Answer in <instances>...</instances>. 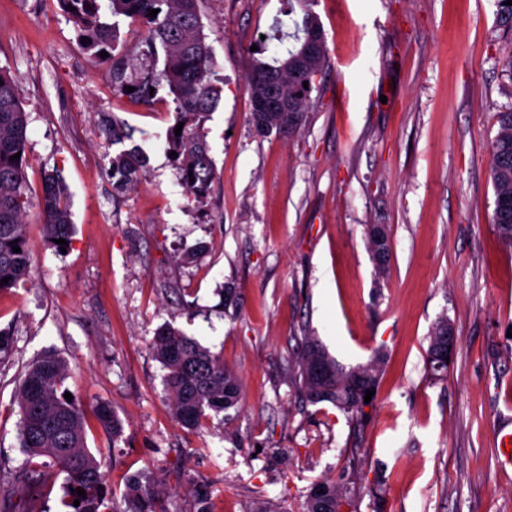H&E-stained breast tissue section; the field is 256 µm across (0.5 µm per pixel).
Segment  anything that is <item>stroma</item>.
Returning <instances> with one entry per match:
<instances>
[{
  "label": "stroma",
  "instance_id": "obj_1",
  "mask_svg": "<svg viewBox=\"0 0 512 512\" xmlns=\"http://www.w3.org/2000/svg\"><path fill=\"white\" fill-rule=\"evenodd\" d=\"M326 68L302 124L264 134L249 122L255 59L287 49L298 0H203L201 21L223 88L205 123L214 178L188 195L170 158L172 97L134 101L112 62L81 43L58 0H0V68L28 115L26 194L46 173L67 188L74 234L43 239L30 208V283L0 291V496L26 466L15 388L48 351L85 411L108 405L119 439L96 420L88 448L110 497L127 508L130 477L163 480V512H303L312 485L343 479L357 512H512V467L496 431L512 416V245L492 222L497 115L512 106V31L496 0H314ZM113 60L135 81L162 69L140 28L121 27ZM113 121L133 136L115 141ZM146 156L119 190L110 161ZM389 228L377 277L367 227ZM458 343L432 375L429 333L440 316ZM178 328L241 381L238 408L193 431L172 411L151 345ZM314 337L344 367L382 355L373 405L356 421L306 402L296 358ZM34 512H65L66 474L29 479Z\"/></svg>",
  "mask_w": 512,
  "mask_h": 512
}]
</instances>
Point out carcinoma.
Returning a JSON list of instances; mask_svg holds the SVG:
<instances>
[{"label":"carcinoma","mask_w":512,"mask_h":512,"mask_svg":"<svg viewBox=\"0 0 512 512\" xmlns=\"http://www.w3.org/2000/svg\"><path fill=\"white\" fill-rule=\"evenodd\" d=\"M75 7L71 12L80 36L87 39L84 48L93 56L111 52L120 22L130 21L144 28L146 40L161 45L164 51L163 69L158 77H145L133 84L124 69L112 66V84L119 90L133 86L128 96L136 101L150 98L165 86L173 95L177 107V122L183 124L181 135L169 132L170 150L177 153L176 161L187 192L194 198L205 197L214 177V163L204 134V123L222 98V88L213 78L212 56L201 32V0H60ZM156 9V16L150 10ZM292 38L296 45L273 59L272 63L255 61L254 73L248 78L251 98L265 97L267 86L261 74L273 71L279 79L282 98L288 111L294 114L290 127L301 125L309 104L315 78L325 66L324 44L316 52L309 45L321 37L317 15L305 9L301 21L294 22ZM308 86H303V82ZM253 120L269 130L281 129L278 111L254 112ZM499 128L492 142L491 178L495 191L493 223L500 236L512 243V107L498 114ZM27 114L22 108L14 80L0 70V291L15 288L31 277L32 255L27 239V211L30 207L25 193ZM20 154L12 160L10 156ZM146 165L138 149L131 148L112 157V176L120 188L138 182ZM44 240H70L73 234L67 192L60 176L47 173L43 179L38 202ZM20 247V252L13 247ZM448 330V318L443 316L429 335L428 364L433 375L448 371V360L431 356ZM152 352L167 370L166 383L174 402V415L181 426L190 430L199 426L207 412L220 413L238 405L241 387L236 376L224 367V361L195 339L167 324L158 329ZM301 387L312 404L330 403L353 416L363 414L366 390L378 387L382 359L376 357L366 365L349 370L340 367L314 339L305 341L298 355ZM67 377V364L57 354L45 353L29 364L16 389L19 407L20 445L28 455L31 469L46 465L48 458L69 478L71 499L79 500L73 512H162L157 508L159 494L154 484L131 479L130 506L120 511L108 505L103 491L105 475L101 463L87 448L86 411L74 401H68L60 389ZM94 416L112 438L121 436L123 428L110 407H96ZM82 489L86 497H78ZM331 505L344 499L353 500L350 489L328 479L315 483L305 512H318L316 492Z\"/></svg>","instance_id":"1"}]
</instances>
